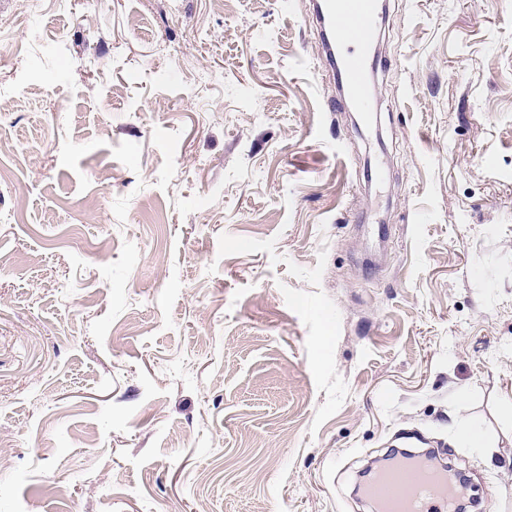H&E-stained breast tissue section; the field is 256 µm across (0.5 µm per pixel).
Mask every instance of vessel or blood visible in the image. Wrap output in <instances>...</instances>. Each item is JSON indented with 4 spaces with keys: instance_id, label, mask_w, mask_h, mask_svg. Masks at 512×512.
I'll use <instances>...</instances> for the list:
<instances>
[{
    "instance_id": "b4317fda",
    "label": "vessel or blood",
    "mask_w": 512,
    "mask_h": 512,
    "mask_svg": "<svg viewBox=\"0 0 512 512\" xmlns=\"http://www.w3.org/2000/svg\"><path fill=\"white\" fill-rule=\"evenodd\" d=\"M327 55H339L337 79L351 106L368 111L375 87L374 47L381 18L379 0H312ZM464 492L452 469L428 471L420 460L376 476L366 493L376 512H450Z\"/></svg>"
}]
</instances>
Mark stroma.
<instances>
[{"label":"stroma","mask_w":512,"mask_h":512,"mask_svg":"<svg viewBox=\"0 0 512 512\" xmlns=\"http://www.w3.org/2000/svg\"><path fill=\"white\" fill-rule=\"evenodd\" d=\"M0 0V512H512V0ZM481 426L485 448L455 439ZM319 22L324 51L335 58L336 42L350 46L340 57V92L358 112H369L374 95L376 61L374 41L381 18L377 0H311ZM396 470H386L367 487V496L377 512H451L456 496L465 495L452 469L435 472L424 468L420 455ZM465 497L453 504L452 512H462Z\"/></svg>","instance_id":"1"}]
</instances>
